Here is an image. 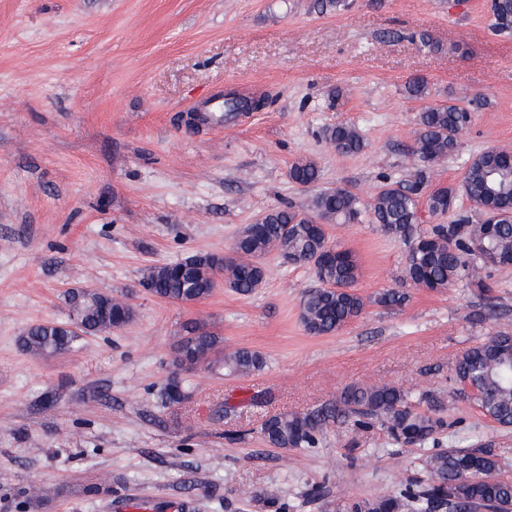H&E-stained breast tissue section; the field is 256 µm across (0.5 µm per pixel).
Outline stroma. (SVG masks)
<instances>
[{"label":"stroma","mask_w":512,"mask_h":512,"mask_svg":"<svg viewBox=\"0 0 512 512\" xmlns=\"http://www.w3.org/2000/svg\"><path fill=\"white\" fill-rule=\"evenodd\" d=\"M0 0V512H341L425 479L437 448H487L512 476V428L454 391L457 358L512 335V267L482 270L496 310L468 281L431 292L403 278L405 240L361 219L331 224L360 264L366 307L339 333L313 336L300 302L314 271L278 253L252 294L214 288L194 304L142 292L150 268L229 250L245 225L317 192L348 188L370 203L415 164L416 115L455 99L473 121L431 186L456 184L472 156L512 152V36L489 27L487 0ZM437 44L425 49L420 33ZM425 77L428 94L404 84ZM341 90L340 101L330 94ZM267 97L228 120L224 96ZM347 122L366 148L338 153L326 126ZM315 160L309 187L288 178ZM90 286L129 299L134 317L54 355L24 332L69 321L67 293ZM397 308L374 304L385 289ZM203 322L261 371L177 372L183 323ZM179 377L185 402L161 399ZM351 383L433 399L448 421L437 443L401 446L335 422L317 448H273L262 422L302 414ZM232 430L242 440L229 439ZM106 482L85 495L83 485Z\"/></svg>","instance_id":"35a3bbf8"}]
</instances>
